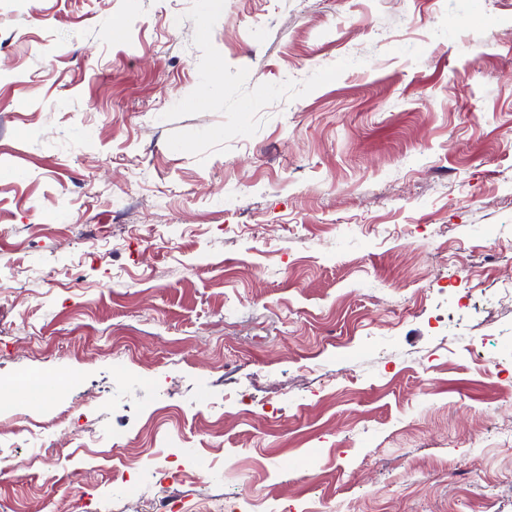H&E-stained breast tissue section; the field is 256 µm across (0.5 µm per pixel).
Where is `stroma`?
Here are the masks:
<instances>
[{
	"instance_id": "1",
	"label": "stroma",
	"mask_w": 512,
	"mask_h": 512,
	"mask_svg": "<svg viewBox=\"0 0 512 512\" xmlns=\"http://www.w3.org/2000/svg\"><path fill=\"white\" fill-rule=\"evenodd\" d=\"M511 282L512 0H0V500L512 512Z\"/></svg>"
}]
</instances>
